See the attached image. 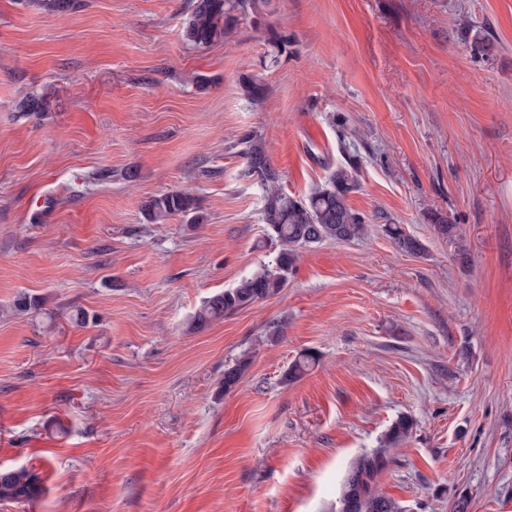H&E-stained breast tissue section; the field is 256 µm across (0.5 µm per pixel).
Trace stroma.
Here are the masks:
<instances>
[{
	"mask_svg": "<svg viewBox=\"0 0 512 512\" xmlns=\"http://www.w3.org/2000/svg\"><path fill=\"white\" fill-rule=\"evenodd\" d=\"M79 3L0 0V468L45 487L0 512H334L402 416L382 492L512 512V0H271L203 48L181 36L191 0ZM265 26L288 39L274 60ZM249 132L295 196L356 162L367 231L194 330L278 249L232 147ZM179 188L203 222H150ZM22 294L44 310L14 311ZM385 230L398 249L412 254H420L425 251L424 245L418 239L407 235L399 225L388 224Z\"/></svg>",
	"mask_w": 512,
	"mask_h": 512,
	"instance_id": "35a3bbf8",
	"label": "stroma"
}]
</instances>
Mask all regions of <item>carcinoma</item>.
Segmentation results:
<instances>
[{"label": "carcinoma", "instance_id": "obj_1", "mask_svg": "<svg viewBox=\"0 0 512 512\" xmlns=\"http://www.w3.org/2000/svg\"><path fill=\"white\" fill-rule=\"evenodd\" d=\"M34 2L50 15L72 10L76 5V0ZM268 6L269 0H192V10L183 30L184 39L198 47L222 41L240 14L258 16ZM241 90L245 99L256 103L266 96L267 85L261 76L254 74L242 79ZM233 147L246 160L244 175L253 179L262 190V221L268 238L278 243L279 250L236 287L215 293L203 301L192 319L196 329L279 294L288 286L300 250L328 239L350 241L365 231L366 218L348 203L349 194L359 185L355 164L336 167L323 185L301 198L283 189L279 172L271 164L258 135L243 134ZM143 211L150 221L158 224L176 216H188L192 224L200 221L195 196L183 189L149 198L143 204ZM428 220L438 236L450 241L460 239L458 225L451 223L448 216L434 211ZM386 233L402 251L412 254L425 251L418 239L406 234L397 224L387 225ZM315 362L314 354H302L290 364L284 380L290 382L301 377ZM244 370L243 364L224 370V391L239 386ZM412 431L413 421L405 416L399 418L386 433L384 447L356 459L349 466L336 512H402L399 502L379 490L377 478L391 461L387 448L405 441ZM42 494V479L34 470L0 468V502L30 504L39 501Z\"/></svg>", "mask_w": 512, "mask_h": 512}]
</instances>
